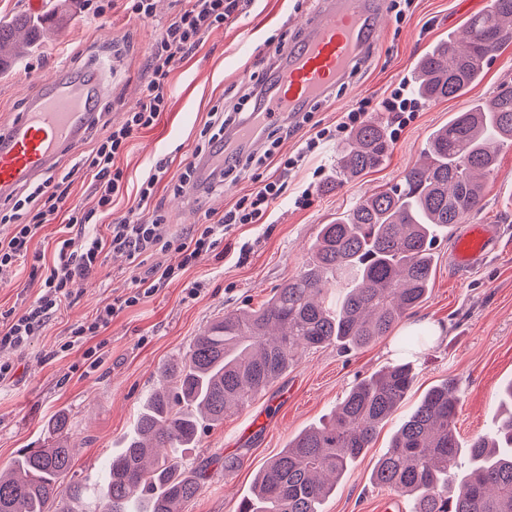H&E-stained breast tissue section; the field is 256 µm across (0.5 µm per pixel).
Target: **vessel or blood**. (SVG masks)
I'll return each mask as SVG.
<instances>
[{"label": "vessel or blood", "mask_w": 512, "mask_h": 512, "mask_svg": "<svg viewBox=\"0 0 512 512\" xmlns=\"http://www.w3.org/2000/svg\"><path fill=\"white\" fill-rule=\"evenodd\" d=\"M388 0H322L304 19L297 40L282 47L271 87H259L260 128H233L232 138L259 145L261 129L294 120L309 106L332 97L337 85L360 68L388 16ZM110 86L99 66L76 75L60 69L44 78L38 95L7 125L0 126V202L26 184L51 174L58 158L75 153ZM484 224L470 225L458 239L455 263L465 270L488 253Z\"/></svg>", "instance_id": "b4317fda"}]
</instances>
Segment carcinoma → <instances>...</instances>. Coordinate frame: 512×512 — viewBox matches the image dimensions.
I'll return each mask as SVG.
<instances>
[{"mask_svg":"<svg viewBox=\"0 0 512 512\" xmlns=\"http://www.w3.org/2000/svg\"><path fill=\"white\" fill-rule=\"evenodd\" d=\"M39 20H0V65L44 38ZM463 34L428 48L415 62V94L459 98L512 42V0H491ZM512 142V88L456 112L429 137L420 163L401 183L371 194L321 225L311 256L257 309L224 313L160 373L123 448L108 456L97 484L100 512H184L205 487L208 468L163 448H188L204 426L266 392L297 350L363 348L386 336L425 301L436 237L477 210L496 147ZM390 141L383 125L359 126L339 153L333 189L378 167ZM413 364L392 363L355 383L327 420L288 442L256 474L238 512H322L349 466L401 406ZM460 397L449 379L430 388L403 421L371 474L374 485L406 497L410 512H512V409L489 435L462 448ZM57 416L41 448L0 469V512H81L87 482L76 478L73 448Z\"/></svg>","mask_w":512,"mask_h":512,"instance_id":"obj_1","label":"carcinoma"}]
</instances>
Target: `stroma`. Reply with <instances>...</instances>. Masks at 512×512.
<instances>
[{"label":"stroma","mask_w":512,"mask_h":512,"mask_svg":"<svg viewBox=\"0 0 512 512\" xmlns=\"http://www.w3.org/2000/svg\"><path fill=\"white\" fill-rule=\"evenodd\" d=\"M489 3L415 0L403 22L388 20L365 63L348 85L337 88L334 101L313 105L309 122L283 141L282 152H293L314 126L335 124L342 112L360 101L376 103L398 84H411L414 63L428 46L461 32L467 20ZM183 5L184 0H156L154 17L139 20L117 4L89 20L80 10V0H46L47 10L56 11L61 21L49 41L0 73V124L16 117L25 97L35 94L51 72H79L94 64L104 66L111 87L100 107V121L122 123L148 81L152 43ZM318 6L319 0H254L246 13L205 36L171 75L168 112L154 128L136 134L121 156L119 164L129 184L113 204V216L135 208L139 181L150 162L171 156L173 176L190 162L213 105L253 107L257 86L270 78L269 62L277 43L295 40L302 19ZM506 86L512 87V43L495 53L467 96L421 104L415 119L392 141L381 166L329 191L325 185L336 176L340 144L308 157L286 175V190L273 204L267 223L233 226L224 236L223 254L208 256L180 280L114 318L101 334L106 342L103 361L90 372L84 359L89 342L72 338L71 330L91 318L102 302L122 294L136 273L126 257L107 256L94 274L77 279L70 304L15 356L13 377L0 383V466L19 449L42 445L49 419L63 412L71 424L77 475L98 478L145 397L158 386L162 367L184 353L214 318L258 307L268 299L306 263L320 225L350 210L357 200L399 183L420 160L435 129L471 101L488 99ZM319 167L324 174L317 179L313 172ZM271 174L265 167H238L191 209L170 189H159L156 199L171 230L183 232L194 224L217 221L241 194ZM307 187L313 193L311 205L295 208L293 197ZM467 221L496 225L497 239L486 258L467 273L452 262L453 239L442 236L435 242L432 286L410 319L443 324L445 332L414 357L416 379L406 400L341 478L323 512H384L391 493L372 483V469L401 421L429 388L443 380L452 378L458 385L461 444L496 425L500 393L512 381V144L500 147L497 167L484 182L483 201ZM193 286L198 293L192 297L188 290ZM39 291L29 263L19 264L0 278V311L22 313ZM404 333L400 324L361 349L342 352L329 346L304 352L248 407L221 425L203 428L196 447L181 451L187 460L209 464L205 487L185 512H237L256 472L288 440L318 423L356 382L392 363V346ZM67 340L71 349L59 352V343ZM228 453L242 460L236 471L224 469Z\"/></svg>","instance_id":"obj_1"}]
</instances>
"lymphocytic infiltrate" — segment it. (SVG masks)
Returning <instances> with one entry per match:
<instances>
[{
  "label": "lymphocytic infiltrate",
  "mask_w": 512,
  "mask_h": 512,
  "mask_svg": "<svg viewBox=\"0 0 512 512\" xmlns=\"http://www.w3.org/2000/svg\"><path fill=\"white\" fill-rule=\"evenodd\" d=\"M250 4L251 0H187L186 6L163 28L150 53V79L143 97L129 107L123 123L106 129L91 151L78 161L79 168L86 170L96 187L94 207L87 209L72 203L73 182L66 172L47 178L25 198L14 200L9 213L0 215V220L13 224L11 236L0 240V275L10 273L27 259L31 242L44 225L59 220L66 227L82 228L80 235L57 241L52 263L33 267V276L40 279V292L25 312L19 316L0 312V382L13 375V355L24 351L70 300L73 280L94 273L105 255L121 253L135 261L157 251L170 254L168 264L134 276L123 295L104 302L90 319L74 328V335L92 340L85 356L89 368L98 367L103 346L96 338L120 312L143 303L159 288L179 280L189 268L216 250L225 230L232 225L265 223L273 202L286 189L283 173L298 167L306 156L345 136L367 119L371 103L365 100L356 109L342 113L335 127L314 131L292 155L279 151L291 132L289 126L269 133L266 149L244 158L249 166L276 167L277 177L261 181L253 191L239 197L216 223L195 224L179 234L171 232L160 208L154 204L158 188L169 172V161L165 158L151 164L142 179L137 212L113 217L112 205L126 188L125 172L117 161L133 135L155 126L166 111L172 71L202 45L207 33L223 27ZM236 122V117L226 112L223 105H214L199 132L195 155L215 159L242 156L240 147L224 138L225 129ZM103 218L108 224L107 233L102 236L92 232L91 227Z\"/></svg>",
  "instance_id": "obj_1"
}]
</instances>
